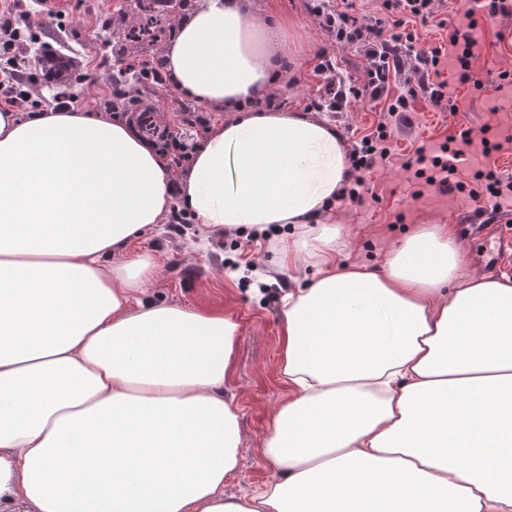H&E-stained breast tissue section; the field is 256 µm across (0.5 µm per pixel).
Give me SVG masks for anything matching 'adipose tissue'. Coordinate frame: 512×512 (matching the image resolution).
Masks as SVG:
<instances>
[{
  "instance_id": "adipose-tissue-1",
  "label": "adipose tissue",
  "mask_w": 512,
  "mask_h": 512,
  "mask_svg": "<svg viewBox=\"0 0 512 512\" xmlns=\"http://www.w3.org/2000/svg\"><path fill=\"white\" fill-rule=\"evenodd\" d=\"M287 26L257 0L179 18L167 79L228 118L176 178L109 113L0 111V512H512V280L469 274L447 224L381 270L342 261V137L258 104ZM175 204L213 230L291 225L278 267H317L282 299L274 476L242 497L239 325L146 298L158 266L129 251Z\"/></svg>"
}]
</instances>
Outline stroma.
<instances>
[{
	"label": "stroma",
	"mask_w": 512,
	"mask_h": 512,
	"mask_svg": "<svg viewBox=\"0 0 512 512\" xmlns=\"http://www.w3.org/2000/svg\"><path fill=\"white\" fill-rule=\"evenodd\" d=\"M267 8L288 18L284 46V64L288 78L277 88L278 97L288 111L309 110L325 82L314 67L316 55L328 42L316 21L308 13L305 0H260ZM87 15L83 27L63 28L62 36L75 49L74 57L82 68L102 72L101 40L95 20L108 6L107 0H84ZM479 32L485 55L474 62L476 70L494 83L495 72L487 71L485 61L493 58L500 66L512 65V23L482 18ZM458 112L448 115L428 99H418L410 114L411 125H392V151L396 157L421 142L445 140L459 126H473L487 117L493 104L491 91L476 94L459 82L449 85ZM381 114L380 109L354 102L346 111L328 112L324 118L335 125L346 145H353L370 132ZM366 181L379 197L370 208L342 205L337 217L352 236L351 247L344 252L348 261H360L376 268L396 243L405 226L439 223L458 226L460 213L467 207L456 195L440 202L413 199V187L399 164L393 163L367 175ZM131 249L145 253L157 263L160 273L146 287V295L155 301L221 313L234 317L239 336L224 389L240 409L242 444L240 471L225 485L228 494H246L263 486L272 471L259 456L258 448L267 425L287 392L279 381L281 351V298L289 290L304 286L316 275V269L297 261L284 273L267 281L233 275L229 261L251 264L258 269L270 266L276 258L274 243L261 239L206 230L198 223H163L135 240Z\"/></svg>",
	"instance_id": "35a3bbf8"
}]
</instances>
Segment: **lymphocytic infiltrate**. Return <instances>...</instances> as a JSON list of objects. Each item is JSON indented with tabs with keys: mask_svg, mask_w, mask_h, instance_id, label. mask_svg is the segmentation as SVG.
Instances as JSON below:
<instances>
[{
	"mask_svg": "<svg viewBox=\"0 0 512 512\" xmlns=\"http://www.w3.org/2000/svg\"><path fill=\"white\" fill-rule=\"evenodd\" d=\"M438 3L439 0H382L379 13L363 19L355 12L354 0H339L333 6L324 5L322 0H308L310 15L331 44L330 49L319 51L315 66L316 72L327 78L322 104L339 110L352 100L388 103L386 118L380 119L375 130L364 135L348 153L354 179L344 199L350 205L365 206L368 196L364 172L384 165L391 156L387 146L389 117L406 120L421 96L440 110L456 114L458 106L448 93V84L439 78L442 66L452 63L460 80H469L480 18H512V0H468L463 6V22L453 25L448 33L447 47H421L415 25L434 19ZM346 47H356L364 53L366 66L360 81L336 75L334 51ZM399 75L404 78V89L394 96L389 88L393 77ZM473 134V128L461 126L444 141L420 144L403 159L401 167L413 174L414 197L435 190L460 194L477 201V217L490 224L512 211V176L500 175L491 168L488 159L492 148L485 140L467 155L470 177L461 175L455 160L462 154V146L472 143Z\"/></svg>",
	"mask_w": 512,
	"mask_h": 512,
	"instance_id": "f902f5d3",
	"label": "lymphocytic infiltrate"
}]
</instances>
